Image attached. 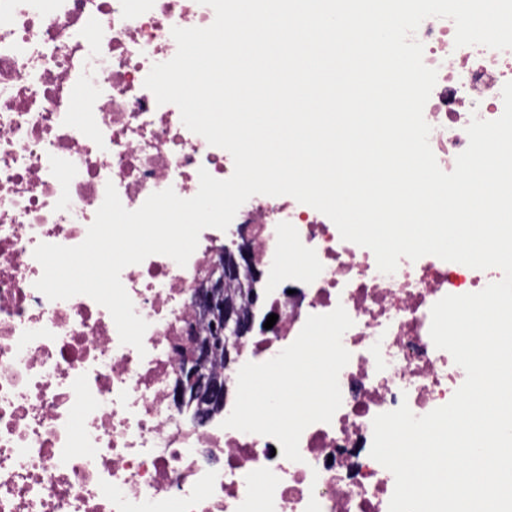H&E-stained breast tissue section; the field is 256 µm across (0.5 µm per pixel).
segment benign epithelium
<instances>
[{"label":"benign epithelium","instance_id":"benign-epithelium-1","mask_svg":"<svg viewBox=\"0 0 512 512\" xmlns=\"http://www.w3.org/2000/svg\"><path fill=\"white\" fill-rule=\"evenodd\" d=\"M264 290V272L241 235L219 250L209 276L191 289L188 307L190 348L181 358L173 389V404L194 406V424L203 427L224 411L230 392L225 371L236 364L242 340L264 332L266 319L256 321L255 308ZM224 364L217 374L214 365Z\"/></svg>","mask_w":512,"mask_h":512}]
</instances>
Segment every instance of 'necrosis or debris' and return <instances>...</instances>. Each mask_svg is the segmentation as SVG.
<instances>
[{"instance_id":"necrosis-or-debris-1","label":"necrosis or debris","mask_w":512,"mask_h":512,"mask_svg":"<svg viewBox=\"0 0 512 512\" xmlns=\"http://www.w3.org/2000/svg\"><path fill=\"white\" fill-rule=\"evenodd\" d=\"M214 19L198 0H0V512H389L395 479L370 455L374 418L404 403L426 415L465 381L431 339V308L502 271L426 255L382 273L370 249L286 195H254L228 231L204 229L186 266L155 254L122 270L149 324L143 350L121 344L92 298L36 289V246L82 243L107 185L135 210L168 188L194 197L200 170L232 175L231 154L144 86L175 56L173 28ZM455 33L437 17L416 33L437 71L423 115L447 173L472 118L502 115L512 81V49L459 48ZM230 231L248 233L268 284L261 314L277 317L242 362L274 358L308 316L341 306L353 321L342 404L303 431L298 462L273 438L216 420L196 428L172 401L193 320L185 294Z\"/></svg>"}]
</instances>
